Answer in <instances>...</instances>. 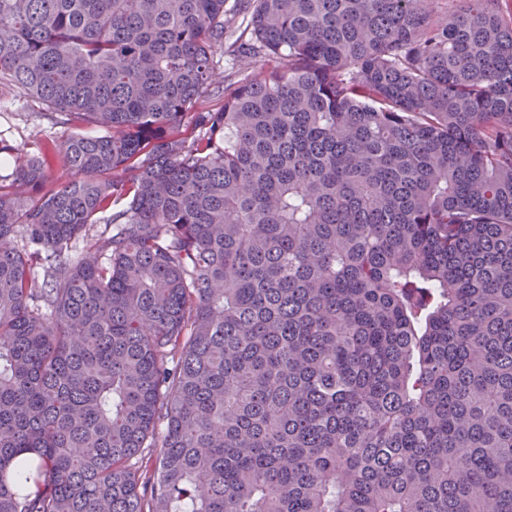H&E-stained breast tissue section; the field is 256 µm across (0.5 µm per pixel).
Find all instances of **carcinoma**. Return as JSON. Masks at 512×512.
<instances>
[{
	"label": "carcinoma",
	"instance_id": "obj_1",
	"mask_svg": "<svg viewBox=\"0 0 512 512\" xmlns=\"http://www.w3.org/2000/svg\"><path fill=\"white\" fill-rule=\"evenodd\" d=\"M225 2L0 0V512H512V0ZM253 0H226L224 5V86L236 84L249 70L242 65V47L249 35H241L252 9ZM47 112L51 111L45 104L22 95L15 87L0 86V138L12 146L35 153L52 141L58 143L72 132L96 133L90 126L56 123Z\"/></svg>",
	"mask_w": 512,
	"mask_h": 512
}]
</instances>
